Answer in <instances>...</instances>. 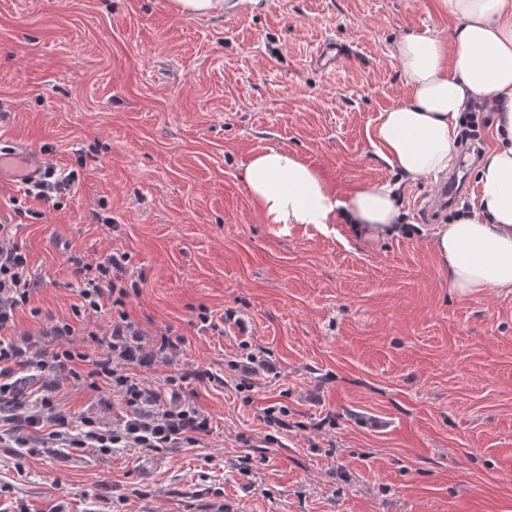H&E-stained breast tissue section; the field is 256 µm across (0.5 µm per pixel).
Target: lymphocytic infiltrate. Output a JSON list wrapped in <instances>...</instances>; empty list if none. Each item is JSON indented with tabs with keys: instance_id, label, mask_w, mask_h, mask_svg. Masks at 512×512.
I'll list each match as a JSON object with an SVG mask.
<instances>
[{
	"instance_id": "1",
	"label": "lymphocytic infiltrate",
	"mask_w": 512,
	"mask_h": 512,
	"mask_svg": "<svg viewBox=\"0 0 512 512\" xmlns=\"http://www.w3.org/2000/svg\"><path fill=\"white\" fill-rule=\"evenodd\" d=\"M18 230V225L0 224V429L16 445L23 447L40 438L60 453L88 448L101 452L114 448H188L209 435L208 414L183 399L175 378H167V387L162 390L129 373L135 366L148 368L157 360H170L178 346L164 333L152 347H145L142 331L123 312L128 291L117 285L115 277L125 269L124 253H110L105 261L95 264L79 256L70 259L83 281L76 315L92 317L107 302L119 309L117 319L100 339L104 347L100 355L92 357L71 348L76 330L68 323L50 327L57 343L51 350L27 333L11 337L16 309L28 302L37 286L27 256L15 240ZM20 370L38 372L42 379V395L35 407H25L20 399V382L15 378ZM61 377L98 393L106 389L118 393L126 406L125 415L109 429L101 428L95 417L87 415L77 427H70L54 399Z\"/></svg>"
}]
</instances>
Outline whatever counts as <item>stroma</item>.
Segmentation results:
<instances>
[{
	"label": "stroma",
	"mask_w": 512,
	"mask_h": 512,
	"mask_svg": "<svg viewBox=\"0 0 512 512\" xmlns=\"http://www.w3.org/2000/svg\"><path fill=\"white\" fill-rule=\"evenodd\" d=\"M454 26L442 0H240L194 18L169 0H0V142L75 176L47 202L0 184V222L41 282L17 330L105 333L112 307L74 314L69 258L126 253L125 312L180 340L134 376L187 374L212 423L179 450L0 447V512H512V293L458 294L425 235L266 223L242 181L267 146L343 199L395 180L371 141L408 98L393 45ZM324 44L352 55L326 69ZM204 369L215 382L192 379ZM111 396L58 381L70 414L112 423Z\"/></svg>",
	"instance_id": "1"
}]
</instances>
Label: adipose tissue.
<instances>
[{"instance_id": "obj_1", "label": "adipose tissue", "mask_w": 512, "mask_h": 512, "mask_svg": "<svg viewBox=\"0 0 512 512\" xmlns=\"http://www.w3.org/2000/svg\"><path fill=\"white\" fill-rule=\"evenodd\" d=\"M443 5L457 21L452 40L425 33L395 45L410 98L382 112L373 138L402 178L426 179L447 169L466 107L487 103L499 139L478 168L471 213L406 223L394 186L369 182L342 200L314 166L273 146L250 157L243 182L267 223L342 224L365 241L426 234L459 294L512 291V0Z\"/></svg>"}]
</instances>
